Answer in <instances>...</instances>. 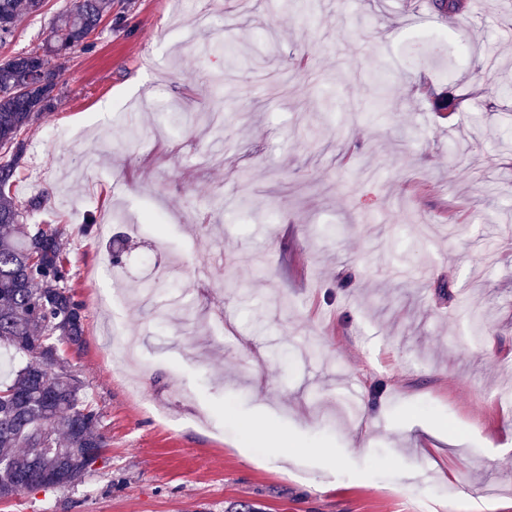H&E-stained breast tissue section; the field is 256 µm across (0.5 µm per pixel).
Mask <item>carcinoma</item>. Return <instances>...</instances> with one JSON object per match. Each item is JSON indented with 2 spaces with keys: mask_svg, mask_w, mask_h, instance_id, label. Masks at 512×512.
I'll list each match as a JSON object with an SVG mask.
<instances>
[{
  "mask_svg": "<svg viewBox=\"0 0 512 512\" xmlns=\"http://www.w3.org/2000/svg\"><path fill=\"white\" fill-rule=\"evenodd\" d=\"M43 0H0V39ZM112 13V0H75L37 48L0 62V346L23 365L0 384V500L44 487L58 469L73 480L92 470L90 448H105L101 415L84 404L82 382L65 366L61 345L83 343L84 303L69 285L62 234L22 223L10 195L26 150L21 135L37 124L59 96L57 61L90 47L89 36ZM40 70L45 82L31 84Z\"/></svg>",
  "mask_w": 512,
  "mask_h": 512,
  "instance_id": "carcinoma-1",
  "label": "carcinoma"
}]
</instances>
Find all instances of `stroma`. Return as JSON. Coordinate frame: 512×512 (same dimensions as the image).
Instances as JSON below:
<instances>
[{
    "mask_svg": "<svg viewBox=\"0 0 512 512\" xmlns=\"http://www.w3.org/2000/svg\"><path fill=\"white\" fill-rule=\"evenodd\" d=\"M467 3L112 0L12 188L63 230L85 304L64 356L106 448L0 512H512V0ZM115 248L154 291L121 308L136 382L107 358ZM282 432L309 455L274 456Z\"/></svg>",
    "mask_w": 512,
    "mask_h": 512,
    "instance_id": "stroma-1",
    "label": "stroma"
}]
</instances>
